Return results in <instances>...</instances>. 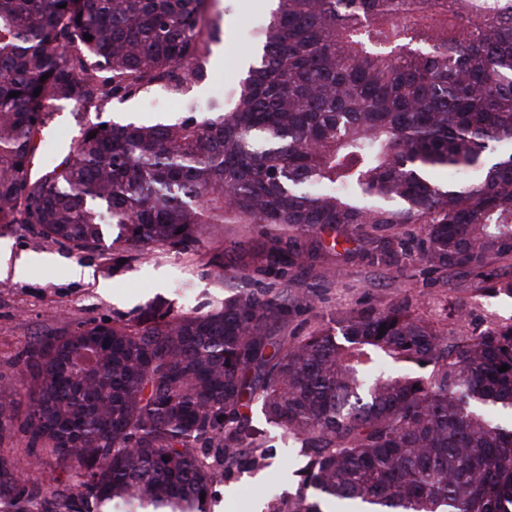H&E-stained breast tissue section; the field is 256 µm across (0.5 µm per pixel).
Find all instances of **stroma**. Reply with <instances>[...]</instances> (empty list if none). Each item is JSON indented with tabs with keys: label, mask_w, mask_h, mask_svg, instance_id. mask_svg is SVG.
<instances>
[{
	"label": "stroma",
	"mask_w": 512,
	"mask_h": 512,
	"mask_svg": "<svg viewBox=\"0 0 512 512\" xmlns=\"http://www.w3.org/2000/svg\"><path fill=\"white\" fill-rule=\"evenodd\" d=\"M275 6V0H218L222 33L220 42L210 46L209 77L187 92L199 111H208L217 90L245 76L260 52L256 33L268 23ZM159 115L174 120L182 110L177 100L167 99L158 88L146 96L112 100L104 113L117 121ZM262 242L260 226L228 224L223 237L205 239L179 252L160 250L136 258L132 247H125L128 261L115 266L93 253L76 256L68 246L21 227L1 236L0 246L9 249L12 258L34 257L39 264L23 277L0 275V374L16 375L30 344L80 321L136 318L154 307L187 312L205 299L220 302L236 287H269L272 279L264 269ZM373 249L370 239H361L353 253L317 264L293 280L286 334L307 335L333 311L376 310L393 304L408 305L412 314L450 333L512 323L511 298L481 294L482 270L439 271L414 253L377 266L370 262ZM219 263L224 266L220 275L215 272ZM76 265L88 269V278L73 277L71 269ZM453 303L462 305V320L448 317L446 307ZM271 442L275 450L270 466L225 480L212 512H250L252 503L264 504L295 491V472L302 459L279 436H272Z\"/></svg>",
	"instance_id": "obj_1"
}]
</instances>
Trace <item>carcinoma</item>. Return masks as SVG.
<instances>
[{
	"mask_svg": "<svg viewBox=\"0 0 512 512\" xmlns=\"http://www.w3.org/2000/svg\"><path fill=\"white\" fill-rule=\"evenodd\" d=\"M208 2L0 0V234L108 256L260 224L277 282L363 236L385 262L400 224L426 225L435 268L512 257V0H278L231 107L101 118L205 77ZM58 101L83 118L34 177ZM489 276L512 298V274ZM287 314L288 286L242 288L37 340L0 377V443L21 440L51 484L0 451V512H211L218 484L263 465L257 408L305 458L267 512H512V323L450 337L399 304L290 339ZM149 98L164 99L168 103H162L161 107L148 109L145 100ZM161 115L169 120L180 118L183 113L180 103L168 95L165 91L155 88L147 93H142L127 99H113L102 114L103 119L114 120H150Z\"/></svg>",
	"mask_w": 512,
	"mask_h": 512,
	"instance_id": "obj_1",
	"label": "carcinoma"
}]
</instances>
